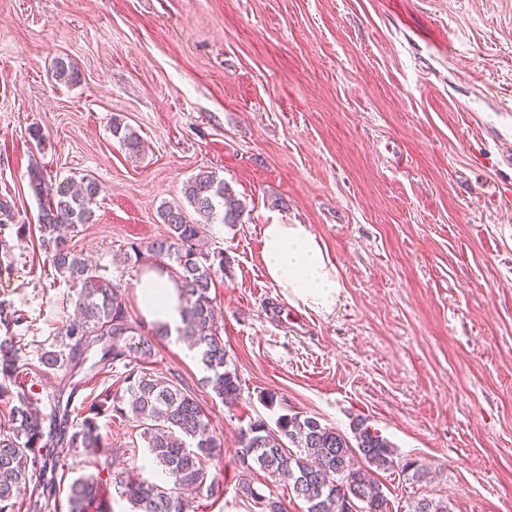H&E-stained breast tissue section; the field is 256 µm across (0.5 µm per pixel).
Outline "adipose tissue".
I'll return each instance as SVG.
<instances>
[{"instance_id": "obj_1", "label": "adipose tissue", "mask_w": 512, "mask_h": 512, "mask_svg": "<svg viewBox=\"0 0 512 512\" xmlns=\"http://www.w3.org/2000/svg\"><path fill=\"white\" fill-rule=\"evenodd\" d=\"M262 256L268 277L282 288L289 303L331 312L341 291L336 269L316 236L305 224H267L262 230ZM137 295L146 320L169 327L181 323L177 284L167 271L144 267Z\"/></svg>"}]
</instances>
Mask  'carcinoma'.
I'll return each mask as SVG.
<instances>
[{"label":"carcinoma","instance_id":"obj_1","mask_svg":"<svg viewBox=\"0 0 512 512\" xmlns=\"http://www.w3.org/2000/svg\"><path fill=\"white\" fill-rule=\"evenodd\" d=\"M59 83L74 85L80 74L69 58L59 57L53 66ZM112 134L129 156L141 152L137 131L112 119ZM29 183L38 196L47 197L38 218L40 247L57 274L75 294L77 318L63 326L60 350H45L39 368L61 374L60 395L53 413L44 414L36 399L17 394L18 403L0 427V512H41L42 501L56 497L57 462L75 448L92 453L90 464L97 473L80 476L68 485V512H111L101 490L111 483L131 505V512H193L197 499L212 497L216 477L210 466L224 455L223 437L216 434L199 404L197 395L171 379L149 372L143 365L153 356L154 340L169 334L163 325L144 333L143 326L129 316L125 288L97 274L88 260L69 244L62 229H74L93 221V205L104 187L83 175L57 186L49 193L42 169L32 162ZM182 195L198 218L187 219L179 205H167L160 217L167 234L147 244L132 242L123 260L144 255L168 258L176 263L175 280L184 301L179 338L197 351L206 375L202 383L227 406L240 398L241 384L227 361L224 339L218 326L211 288L224 256H213L200 248L209 224L241 223L245 205L226 183L210 171H200L182 187ZM28 315L7 299L0 300V402L12 399L10 384L27 370L22 357V338L13 327ZM96 350L98 365L124 363L125 387L105 391L93 398L78 423L69 422L70 404L76 386L68 380ZM108 411L115 418L136 424L153 461L168 478L159 485L131 471H110V448L102 439L99 415ZM236 455L242 469L238 483L242 494L260 505V512H287L284 502L264 496L249 476L263 474L270 482L288 483L291 493L306 505V512H390L389 500L372 476L378 470L398 466L390 442L359 420L353 438L299 412L280 414L274 424L259 416L240 427ZM29 491L28 501L19 495ZM412 512H449L448 503L420 498Z\"/></svg>","mask_w":512,"mask_h":512}]
</instances>
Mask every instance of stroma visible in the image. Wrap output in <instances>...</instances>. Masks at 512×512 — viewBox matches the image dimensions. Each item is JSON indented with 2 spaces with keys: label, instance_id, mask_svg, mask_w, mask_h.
<instances>
[{
  "label": "stroma",
  "instance_id": "stroma-1",
  "mask_svg": "<svg viewBox=\"0 0 512 512\" xmlns=\"http://www.w3.org/2000/svg\"><path fill=\"white\" fill-rule=\"evenodd\" d=\"M60 56L79 84L54 79ZM116 118L143 155L128 157ZM34 161L49 184L104 186L71 243L125 286L137 321L128 243L164 234L160 210L202 170L245 205L207 232L239 402L202 385L177 334L150 363L224 438L222 491L198 512H260L235 448L249 418L275 419L267 390L347 435L365 420L426 469L375 472L390 512L421 497L512 512V0H0V198L16 214L0 228V293L29 315L17 332L32 363L75 310L34 229ZM267 224L322 242L342 284L332 312L289 304L268 278ZM99 425L112 471L162 480L131 422ZM112 134L121 141L129 156H138L141 152L142 141L137 131L128 125H124L122 120L113 119Z\"/></svg>",
  "mask_w": 512,
  "mask_h": 512
}]
</instances>
